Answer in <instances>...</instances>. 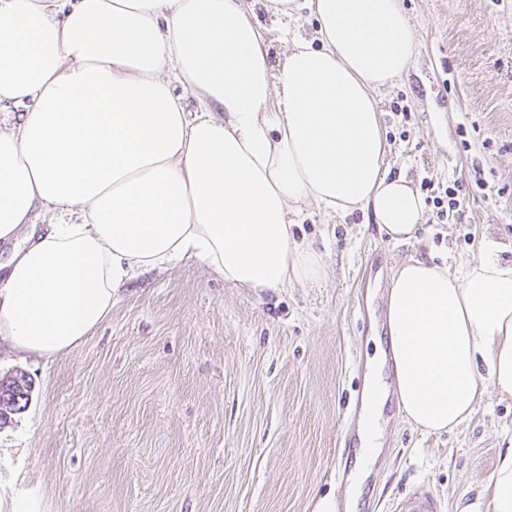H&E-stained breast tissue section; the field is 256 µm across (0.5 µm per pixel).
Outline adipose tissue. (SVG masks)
<instances>
[{"mask_svg":"<svg viewBox=\"0 0 512 512\" xmlns=\"http://www.w3.org/2000/svg\"><path fill=\"white\" fill-rule=\"evenodd\" d=\"M312 39L278 62L249 0H0V340L74 349L139 270L196 258L240 288L325 275L294 240L303 209L362 210L397 243L425 203L385 165L376 94L414 61L401 0H266ZM183 94H176V87ZM54 223L33 225L34 210ZM400 411L459 427L487 390L512 397V264L493 243L452 271L413 258L391 277ZM485 491L512 512V449Z\"/></svg>","mask_w":512,"mask_h":512,"instance_id":"adipose-tissue-1","label":"adipose tissue"}]
</instances>
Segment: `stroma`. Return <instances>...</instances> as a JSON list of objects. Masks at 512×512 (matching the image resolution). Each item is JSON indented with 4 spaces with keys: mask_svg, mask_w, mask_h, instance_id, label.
I'll use <instances>...</instances> for the list:
<instances>
[{
    "mask_svg": "<svg viewBox=\"0 0 512 512\" xmlns=\"http://www.w3.org/2000/svg\"><path fill=\"white\" fill-rule=\"evenodd\" d=\"M414 67L381 91L388 168L423 191L418 244L392 243L362 211L293 228L325 276L276 291L232 286L198 260H175L122 286L112 311L53 360L0 342V378L25 373L26 406L0 427V495L38 490L49 512H320L347 502L355 386L376 344L387 283L409 257L458 268L494 242L512 262V0H402ZM457 182V216L434 196ZM384 264L374 289L361 268ZM362 486L388 512L423 490L433 512L481 497L512 448V398L488 391L471 421L443 433L409 423L395 400Z\"/></svg>",
    "mask_w": 512,
    "mask_h": 512,
    "instance_id": "35a3bbf8",
    "label": "stroma"
}]
</instances>
